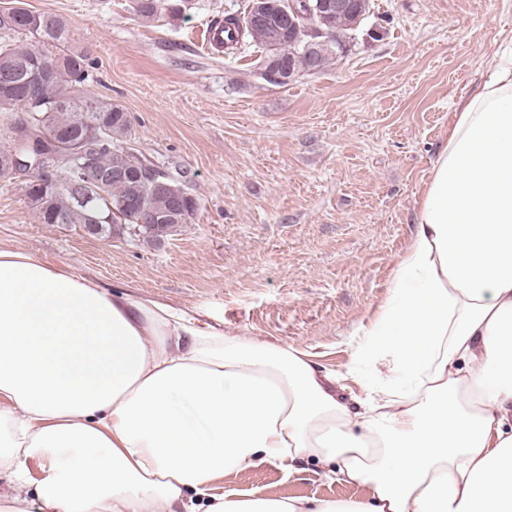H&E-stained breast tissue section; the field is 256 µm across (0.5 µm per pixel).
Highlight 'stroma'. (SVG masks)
Here are the masks:
<instances>
[{"mask_svg":"<svg viewBox=\"0 0 512 512\" xmlns=\"http://www.w3.org/2000/svg\"><path fill=\"white\" fill-rule=\"evenodd\" d=\"M248 0H192L146 22L133 0H25L65 17L92 61L88 90L124 106L128 147L198 201L160 246L43 224L18 182L0 178V250L20 249L106 290L189 311L231 335L304 349L347 406L362 396L351 346L385 307L416 235L432 165L470 88L512 54V0H374L346 55L277 87L260 49L208 47L214 18ZM225 490L358 496L318 464L260 466Z\"/></svg>","mask_w":512,"mask_h":512,"instance_id":"1","label":"stroma"}]
</instances>
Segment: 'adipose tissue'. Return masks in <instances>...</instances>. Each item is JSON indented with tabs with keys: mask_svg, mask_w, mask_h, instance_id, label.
I'll return each instance as SVG.
<instances>
[{
	"mask_svg": "<svg viewBox=\"0 0 512 512\" xmlns=\"http://www.w3.org/2000/svg\"><path fill=\"white\" fill-rule=\"evenodd\" d=\"M415 222L353 347L355 413L304 350L0 250V512H512V60L456 112ZM304 458L359 497L216 485Z\"/></svg>",
	"mask_w": 512,
	"mask_h": 512,
	"instance_id": "obj_1",
	"label": "adipose tissue"
}]
</instances>
